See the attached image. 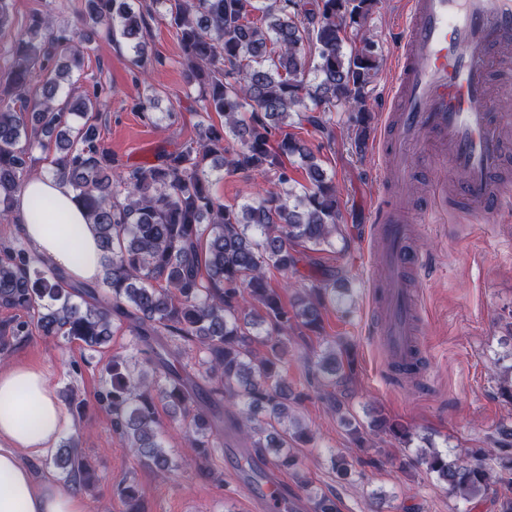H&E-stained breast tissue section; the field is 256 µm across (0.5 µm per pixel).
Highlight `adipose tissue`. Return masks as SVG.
<instances>
[{
    "instance_id": "ef3b65f1",
    "label": "adipose tissue",
    "mask_w": 512,
    "mask_h": 512,
    "mask_svg": "<svg viewBox=\"0 0 512 512\" xmlns=\"http://www.w3.org/2000/svg\"><path fill=\"white\" fill-rule=\"evenodd\" d=\"M15 213L17 233L48 264L78 280L98 276L97 236L67 184L29 178ZM67 424L46 367L0 368V512H86L79 492L39 478L34 468Z\"/></svg>"
}]
</instances>
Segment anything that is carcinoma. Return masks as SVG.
Returning <instances> with one entry per match:
<instances>
[{
  "label": "carcinoma",
  "mask_w": 512,
  "mask_h": 512,
  "mask_svg": "<svg viewBox=\"0 0 512 512\" xmlns=\"http://www.w3.org/2000/svg\"><path fill=\"white\" fill-rule=\"evenodd\" d=\"M377 0H86L80 24L107 26L147 69L143 31L162 17L174 30L199 87L201 120L195 141L158 162L112 168L99 129L105 88L76 91L82 66L74 32L49 13L35 12L15 35L13 63L0 92V228L14 223V206L37 147L52 153L50 174L66 182L87 211L101 249L100 277L69 282L16 237L0 247V308L16 315L8 335L78 341L96 350L115 324L134 336L142 362L112 359L110 386L100 393L112 427L147 467L172 471L209 461L224 446L214 408L237 407L236 428L256 454L268 455L305 487L296 448L311 441L290 404L298 401L283 375L286 339L318 334L322 311L336 304V284L311 281L286 306L267 280L270 268L298 272L293 247L318 253L334 247L336 185L320 153L293 132L308 123L332 136L323 114L338 105L356 113L353 142L363 150L371 115L370 86L380 57L367 34ZM315 59L306 69L305 46ZM305 173L300 185L291 159ZM234 171H258L274 190L237 206L219 202L209 161ZM501 395L512 403V364L495 362ZM311 376L346 385L355 370L351 345L306 355ZM209 382L200 396L199 379ZM186 422L192 453L173 458L163 445L157 402ZM351 435L388 434L411 441L400 423L375 416ZM455 459L435 447L416 461L444 483L448 495L478 506L491 493L497 512H512V426ZM48 464L63 479L91 488L89 464L75 439L62 442ZM124 512H143L134 484L119 488ZM313 512H338L336 498L311 497Z\"/></svg>",
  "instance_id": "cac0c4a2"
}]
</instances>
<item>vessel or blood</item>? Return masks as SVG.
Segmentation results:
<instances>
[{"instance_id":"obj_1","label":"vessel or blood","mask_w":512,"mask_h":512,"mask_svg":"<svg viewBox=\"0 0 512 512\" xmlns=\"http://www.w3.org/2000/svg\"><path fill=\"white\" fill-rule=\"evenodd\" d=\"M401 22L403 37L394 60L398 78L377 142L382 172L398 181L421 156L448 162L462 177L457 191L472 220L489 221L512 199L493 178L508 145L502 119L490 109L496 97L512 94L491 84L499 51L512 48V0H404ZM408 231L398 203L376 204L371 238L383 258L381 334L396 358L415 347L420 312L404 281L409 267L423 263L407 247ZM255 470L261 503L278 504L281 512L292 505L302 512L303 501L289 503L274 466L259 464Z\"/></svg>"}]
</instances>
